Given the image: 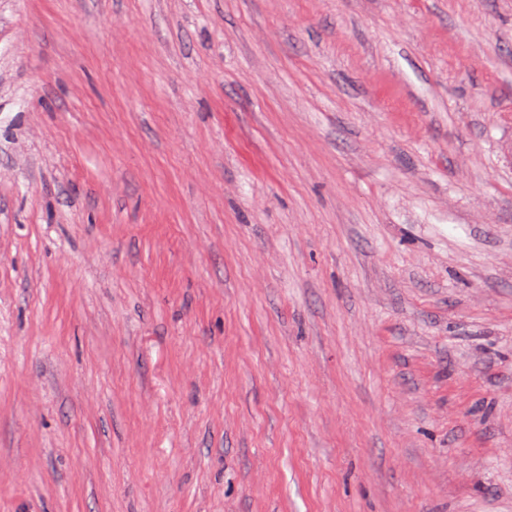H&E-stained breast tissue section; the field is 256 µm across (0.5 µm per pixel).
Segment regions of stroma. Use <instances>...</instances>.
<instances>
[{"instance_id":"stroma-1","label":"stroma","mask_w":512,"mask_h":512,"mask_svg":"<svg viewBox=\"0 0 512 512\" xmlns=\"http://www.w3.org/2000/svg\"><path fill=\"white\" fill-rule=\"evenodd\" d=\"M0 512H512V0H0Z\"/></svg>"}]
</instances>
